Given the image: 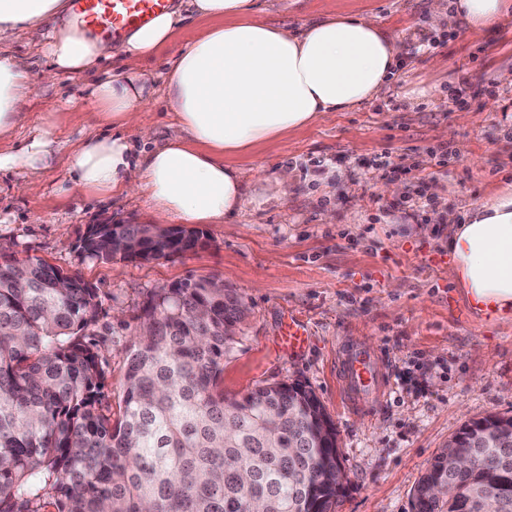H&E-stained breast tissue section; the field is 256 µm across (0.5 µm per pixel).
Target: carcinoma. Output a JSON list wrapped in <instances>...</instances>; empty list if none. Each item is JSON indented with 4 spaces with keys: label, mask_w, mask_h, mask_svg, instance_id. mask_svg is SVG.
Masks as SVG:
<instances>
[{
    "label": "carcinoma",
    "mask_w": 512,
    "mask_h": 512,
    "mask_svg": "<svg viewBox=\"0 0 512 512\" xmlns=\"http://www.w3.org/2000/svg\"><path fill=\"white\" fill-rule=\"evenodd\" d=\"M81 240L95 261L168 259L198 230L119 224ZM97 292L38 257L0 262V512H335L337 431L312 389L227 399L224 356L246 307L208 278L155 288L137 319L121 415L102 408L98 355L82 341ZM416 486L412 512H512V417L466 423Z\"/></svg>",
    "instance_id": "obj_1"
}]
</instances>
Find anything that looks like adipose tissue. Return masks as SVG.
<instances>
[{"mask_svg": "<svg viewBox=\"0 0 512 512\" xmlns=\"http://www.w3.org/2000/svg\"><path fill=\"white\" fill-rule=\"evenodd\" d=\"M451 12L467 30L493 27L512 0H433L434 18ZM64 0H0V40L42 34L47 59L33 80L28 59L0 52V170L23 168L26 188L58 160L53 131H38L20 148L13 133L26 126V101L58 76L83 77L112 56L103 40L65 21ZM252 0H180L129 32L123 73L95 84L90 98L119 127L112 136L89 135L68 159L74 183L94 196L144 195L161 219L220 224L239 211L244 189L224 157L303 127L325 112H345L375 96L399 66L395 40L370 19L336 13L289 30L256 20ZM210 27L187 44L162 77L175 109L178 135L135 151L125 136L139 128V109L151 98L140 61L167 45L188 17ZM451 279L476 311L512 310V192L492 197L466 223L448 227Z\"/></svg>", "mask_w": 512, "mask_h": 512, "instance_id": "adipose-tissue-1", "label": "adipose tissue"}]
</instances>
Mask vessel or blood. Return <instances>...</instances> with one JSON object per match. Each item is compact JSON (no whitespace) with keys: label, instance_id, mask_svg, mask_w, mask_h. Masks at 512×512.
I'll use <instances>...</instances> for the list:
<instances>
[{"label":"vessel or blood","instance_id":"vessel-or-blood-1","mask_svg":"<svg viewBox=\"0 0 512 512\" xmlns=\"http://www.w3.org/2000/svg\"><path fill=\"white\" fill-rule=\"evenodd\" d=\"M171 7V0H70L76 23L91 33L106 32L122 38L127 32L149 23ZM308 331L290 318L281 329L280 343L290 351L302 349ZM341 385L345 395L356 404H364L385 385L377 359L361 352H346L338 359Z\"/></svg>","mask_w":512,"mask_h":512}]
</instances>
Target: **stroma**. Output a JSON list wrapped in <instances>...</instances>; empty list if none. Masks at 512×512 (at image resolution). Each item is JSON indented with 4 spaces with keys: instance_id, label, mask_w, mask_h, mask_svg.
Wrapping results in <instances>:
<instances>
[{
    "instance_id": "obj_1",
    "label": "stroma",
    "mask_w": 512,
    "mask_h": 512,
    "mask_svg": "<svg viewBox=\"0 0 512 512\" xmlns=\"http://www.w3.org/2000/svg\"><path fill=\"white\" fill-rule=\"evenodd\" d=\"M429 2L255 0L259 19L289 29L336 12L371 18L398 41L401 64L356 109L229 156L247 198L224 223L202 225L207 245L198 252L93 261L79 249L88 226L153 222L144 197L89 196L62 162L45 171L36 195L24 188V170L0 171V252L41 258L97 290L98 325L86 341L105 376L103 404H121L149 292L222 279L246 305L224 361V395L281 382L315 391L348 476L338 512H411L420 477L465 423L512 416V317L476 313L448 276L449 225L512 189V15L478 32L434 27ZM208 26L187 20L146 73L159 78ZM424 35L435 47L421 46ZM25 110L29 126L15 143L49 125L64 156L86 134L112 131L85 82L66 75L43 84ZM414 207L416 222L405 217ZM290 315L310 333L292 353L280 346ZM358 347L379 359L387 381L364 406L344 400L336 370L337 355Z\"/></svg>"
}]
</instances>
